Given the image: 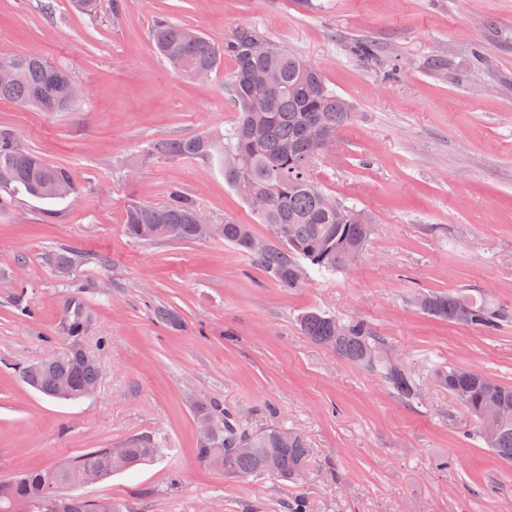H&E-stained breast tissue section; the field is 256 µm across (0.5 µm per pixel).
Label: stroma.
Masks as SVG:
<instances>
[{
  "mask_svg": "<svg viewBox=\"0 0 512 512\" xmlns=\"http://www.w3.org/2000/svg\"><path fill=\"white\" fill-rule=\"evenodd\" d=\"M160 19L219 46L251 27L351 101L352 121L311 168L326 193L374 217L348 268L307 265L285 288L222 238L126 235L130 203L163 205L176 187L205 223L277 242L215 160L150 154L237 118L232 61L187 79L152 46ZM356 39L374 54L355 55ZM14 54L65 67L80 96L65 112L0 100V133L69 169L79 193L21 194L0 211V481L154 434L164 457L82 495L128 512H286L299 495L310 512H512V464L447 391L427 383L402 401L298 325L315 308L359 317L418 372L452 364L512 386V320L488 336L415 306L421 294L463 292L512 312V0H100L93 18L69 0H0V55ZM63 250L77 259L69 280L50 261ZM74 283L88 288L84 343L105 373L93 395L53 401L21 370L61 349ZM160 307L174 322L155 316ZM204 398L249 428L304 433L315 461L302 483L200 464Z\"/></svg>",
  "mask_w": 512,
  "mask_h": 512,
  "instance_id": "35a3bbf8",
  "label": "stroma"
}]
</instances>
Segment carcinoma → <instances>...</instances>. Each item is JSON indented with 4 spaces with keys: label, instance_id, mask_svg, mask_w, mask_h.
<instances>
[{
    "label": "carcinoma",
    "instance_id": "obj_1",
    "mask_svg": "<svg viewBox=\"0 0 512 512\" xmlns=\"http://www.w3.org/2000/svg\"><path fill=\"white\" fill-rule=\"evenodd\" d=\"M190 29L171 22L154 26L151 32L156 52L187 78L197 71L213 73L229 58L234 64L227 90L239 112L237 123L212 136H194L161 141L150 154L164 158L216 157L224 167L229 186L239 178L248 179L254 197L248 203L264 224L272 226L283 247L270 246L261 253L252 250L249 225L227 221L215 225V235L250 255L281 286L295 288L300 281L298 261L303 259L320 271H336L349 265L353 253L364 250L372 232V216L342 202L338 208L323 207L325 192L312 180L311 167L320 155L305 130L320 122L331 144L348 123L353 105L330 89L322 71L287 48L271 44L269 54L252 51L265 38L249 27L235 29L219 47L200 33L188 37ZM10 62L15 76L0 83V99L32 105L43 112H65L77 99L78 91L69 73L34 55L0 56ZM279 75V84L265 97H252V84L267 72ZM0 169L11 173L0 183V209L10 206L18 194L55 200L75 196L78 187L65 168L54 166L35 152L18 147L8 134H0ZM200 215L193 201L180 190L169 194L162 206L131 203L126 210L125 232L135 241L198 239ZM77 288L62 306L58 323L61 338L77 343L62 347L47 362L22 370L24 382L43 396L57 400H78L99 385L100 361L86 357L79 343L90 323V315ZM417 306L426 314L457 324L458 313L467 310L466 325L492 335L509 320L508 313L487 307L463 293L424 294ZM299 328L311 342L330 348L339 359L379 374L398 397L413 401L420 394L415 371L387 352L385 341L362 319L343 320L319 309H309L298 319ZM430 377L436 386L460 403L477 422L478 438L499 459L512 463V387L483 373L453 365L434 368ZM65 382V391L57 389ZM198 421L214 427L209 441H196L200 463L215 466L231 477L266 474V461H279L275 476L293 481V472L311 463L314 450L295 430L271 425L252 430L224 406L212 400L194 405ZM166 451L159 439L136 438L121 451V462H112L109 448H88L50 470H25L0 483V512H13V502H27L32 512H126L119 500L87 498L79 494L57 497L69 469H88L103 482L112 475L149 465Z\"/></svg>",
    "mask_w": 512,
    "mask_h": 512
}]
</instances>
